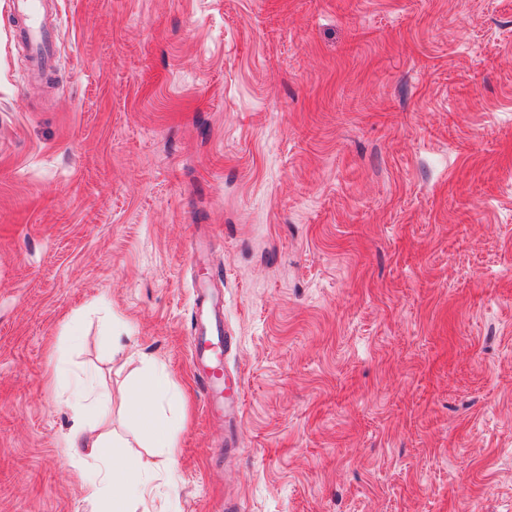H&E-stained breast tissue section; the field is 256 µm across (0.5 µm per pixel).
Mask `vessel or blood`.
<instances>
[{
  "mask_svg": "<svg viewBox=\"0 0 512 512\" xmlns=\"http://www.w3.org/2000/svg\"><path fill=\"white\" fill-rule=\"evenodd\" d=\"M15 17L28 48L34 71L44 70L53 55V43L46 29L42 0H13ZM196 319L188 332L191 364L199 377L200 387L209 411L220 405H239L242 395L240 378L228 377L224 371V354L232 347V339L216 340L220 331V312L205 292L194 297Z\"/></svg>",
  "mask_w": 512,
  "mask_h": 512,
  "instance_id": "b4317fda",
  "label": "vessel or blood"
}]
</instances>
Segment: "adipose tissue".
Segmentation results:
<instances>
[{
    "label": "adipose tissue",
    "mask_w": 512,
    "mask_h": 512,
    "mask_svg": "<svg viewBox=\"0 0 512 512\" xmlns=\"http://www.w3.org/2000/svg\"><path fill=\"white\" fill-rule=\"evenodd\" d=\"M180 405V396L170 391L168 380L160 371L143 377L128 391L127 411L136 421L141 436L151 447L165 451L163 458L145 469H121L114 465L111 453L114 442L106 433L93 435L77 431L71 434L69 446L73 454H81L88 448L102 462L101 468L84 479L87 498L96 500L104 491H111L108 512H128L131 500L144 499L150 479L170 470L174 462L177 442L169 414Z\"/></svg>",
    "instance_id": "adipose-tissue-1"
}]
</instances>
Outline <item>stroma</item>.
<instances>
[{
    "instance_id": "1",
    "label": "stroma",
    "mask_w": 512,
    "mask_h": 512,
    "mask_svg": "<svg viewBox=\"0 0 512 512\" xmlns=\"http://www.w3.org/2000/svg\"><path fill=\"white\" fill-rule=\"evenodd\" d=\"M47 8L27 80L0 0V512H95L66 390L155 363L185 406L144 512H512V0ZM106 427L156 458L120 399ZM195 321L191 324L187 341L191 352V364L199 377L200 387L206 400L208 411L213 413L223 402L237 406L241 402L242 383L240 378L230 379L224 372V352L232 347V336L224 341H215L214 331L220 333L222 318L217 303L203 291L194 297ZM204 311L214 315V322L203 319Z\"/></svg>"
}]
</instances>
